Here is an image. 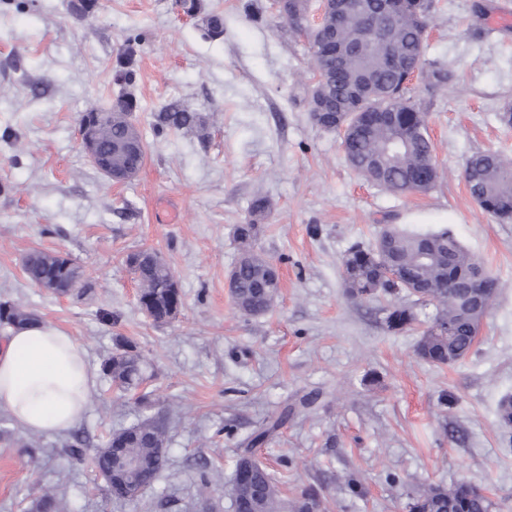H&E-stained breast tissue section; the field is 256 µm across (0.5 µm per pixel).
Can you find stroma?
Masks as SVG:
<instances>
[{"mask_svg":"<svg viewBox=\"0 0 512 512\" xmlns=\"http://www.w3.org/2000/svg\"><path fill=\"white\" fill-rule=\"evenodd\" d=\"M224 15L222 35L175 0H98L87 19L68 0H0V301L34 312L84 345L99 376L79 428L91 446L144 416L137 393L102 376L117 338L136 345L153 373L146 389L167 417V465L135 502L115 501L89 464L72 461L64 435L14 428L0 440V512H26L32 489L57 493L66 512H234L230 479L239 443L292 407L258 448L282 499L320 486L323 512H407L430 485L485 489L493 512H512V432L497 420L512 396V222L471 198L467 157H512V24L502 0H437L426 58L454 79L432 91L414 81L442 172L428 192L400 196L363 181L338 133L310 118L308 46L272 0H202ZM140 42L131 81L115 58ZM133 93L132 118L147 161L114 185L86 157L84 112ZM182 103L206 114L205 135L154 132L151 115ZM271 210L255 248L279 268L272 310L245 317L226 275L239 253L236 225L254 199ZM386 224L448 228L498 281L478 341L464 361L432 366L417 335L391 333V306L420 319L433 304L399 294L348 296L342 258ZM41 249L84 271V294L55 296L29 280L24 258ZM141 249L174 271L183 306L154 324L137 303L125 263ZM317 402L302 407L303 396ZM39 448L29 456L26 444ZM211 463L201 481L193 461Z\"/></svg>","mask_w":512,"mask_h":512,"instance_id":"obj_1","label":"stroma"}]
</instances>
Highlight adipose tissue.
Wrapping results in <instances>:
<instances>
[{"label":"adipose tissue","instance_id":"adipose-tissue-1","mask_svg":"<svg viewBox=\"0 0 512 512\" xmlns=\"http://www.w3.org/2000/svg\"><path fill=\"white\" fill-rule=\"evenodd\" d=\"M95 384L84 347L63 328L36 321L0 341V410L26 431H70Z\"/></svg>","mask_w":512,"mask_h":512}]
</instances>
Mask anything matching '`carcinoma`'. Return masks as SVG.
Instances as JSON below:
<instances>
[{
	"label": "carcinoma",
	"instance_id": "1",
	"mask_svg": "<svg viewBox=\"0 0 512 512\" xmlns=\"http://www.w3.org/2000/svg\"><path fill=\"white\" fill-rule=\"evenodd\" d=\"M433 8L434 0H402L385 42L372 41L357 25H348L341 33L342 39L363 46L361 56L352 61L338 60L323 52L319 33L294 28L308 40L313 72L326 70L334 76L337 70H344V76L331 80L324 94L345 107L341 119L348 130L341 146L349 165L364 180L400 195L430 190L439 178V169L431 165L434 146L428 134L426 113L411 94L410 78L388 68L385 57L390 52L402 59L413 55L426 57L424 33ZM203 27L207 35L219 36L224 32V19L218 13L208 12ZM137 54V39H128L116 61V68L126 79L132 76ZM112 109L117 115L100 137L101 152L112 154V165L116 167L134 165L138 160L123 151V147L143 142L138 127L129 119L131 113L139 110V103L127 93L112 104ZM152 125L159 133L201 135L207 129V117L173 102L152 114ZM463 176L472 199L485 212L501 222L512 221V159L497 151L477 152L467 159ZM269 208L266 201L255 200L249 222L237 225L234 231L239 255L228 272L227 286L236 309L244 316L267 313L280 293L277 265L253 249L264 232L259 221ZM150 255L151 251L140 250L129 254V258L139 280L148 285L141 291V309L156 322L161 315L177 310L182 299L180 292L167 288L175 278L174 272L165 263L152 262ZM342 267L344 288L352 298L371 299L406 292L435 305V315L426 321L418 319L408 307L394 308L385 319L391 332L422 325L415 351L435 366L456 364L469 356L496 294L497 279L446 229L416 232L387 224L370 246L351 247L344 255ZM24 269L33 282L71 281L83 276L71 259L38 249L26 255ZM5 314L13 319L10 325L0 323V330L6 334L35 320L34 315L16 304L1 303L0 319ZM146 370L142 355L124 338L116 339L115 352L102 364L103 374L125 391L139 389L147 378ZM287 419L285 411L240 442L242 452L233 480L242 475L250 486L231 487L234 512H279L277 481L251 454ZM165 434L166 426L158 425L157 415L148 414L114 431L92 457V465L97 472H106L112 468L115 452L131 460L153 459L156 464L142 467L136 475L148 490L166 465ZM88 446V439L79 432L71 433L65 441L66 453L78 463L84 460ZM320 497V490L314 486L297 490L291 512L320 508ZM407 507L409 512H492L493 503L481 487L460 482L450 488L432 485L412 498ZM62 509L61 499L46 490L32 505V512Z\"/></svg>",
	"mask_w": 512,
	"mask_h": 512
}]
</instances>
